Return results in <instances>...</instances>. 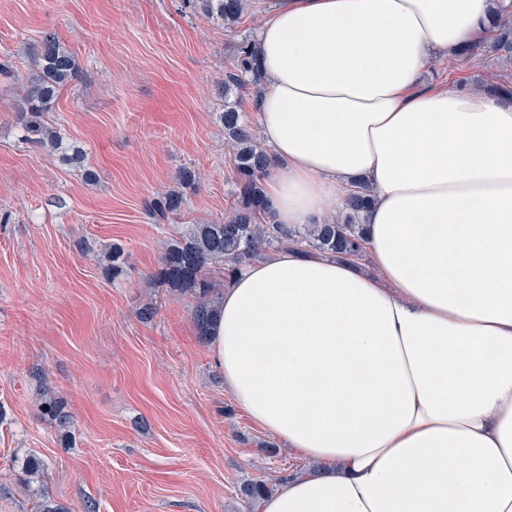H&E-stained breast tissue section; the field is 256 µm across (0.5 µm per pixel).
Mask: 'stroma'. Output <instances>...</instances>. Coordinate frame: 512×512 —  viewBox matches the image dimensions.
I'll return each instance as SVG.
<instances>
[{"label":"stroma","mask_w":512,"mask_h":512,"mask_svg":"<svg viewBox=\"0 0 512 512\" xmlns=\"http://www.w3.org/2000/svg\"><path fill=\"white\" fill-rule=\"evenodd\" d=\"M256 31L187 0H0V512H247L243 481L304 467L225 390L192 300L153 279L164 240L222 220L233 200L224 74ZM46 32L83 72L45 116L85 151L81 166L27 143L16 118ZM491 79L512 85V64L482 51L436 56L423 76L479 93ZM186 168L202 179L184 211L154 224L146 202ZM112 243L128 256L115 277L97 256ZM46 388L69 427L41 413Z\"/></svg>","instance_id":"stroma-1"}]
</instances>
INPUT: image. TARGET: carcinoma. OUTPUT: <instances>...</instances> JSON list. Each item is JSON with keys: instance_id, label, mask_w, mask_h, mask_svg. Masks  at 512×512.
<instances>
[{"instance_id": "obj_1", "label": "carcinoma", "mask_w": 512, "mask_h": 512, "mask_svg": "<svg viewBox=\"0 0 512 512\" xmlns=\"http://www.w3.org/2000/svg\"><path fill=\"white\" fill-rule=\"evenodd\" d=\"M201 15L220 20L230 30L242 23L249 14L250 0H190ZM491 52L497 58L512 61V12L493 24ZM39 75L24 89L16 103L20 124L26 140L37 146L58 151L64 148L57 127L44 122L52 111L61 91L80 76L74 56L52 34L42 36L37 52ZM258 43L244 37L238 45L232 70L224 78V142L231 148L235 175V202L218 224H188L178 236L164 244L159 267L154 278L178 295L196 300L193 315L198 336L208 341V328L219 304V296L206 277L210 268L224 270V281H231L249 262L265 254L267 249H296L338 256L359 257L363 244L359 235L362 214L370 198L369 189L358 184L347 194L336 215L323 224H275L271 220V205L265 191L271 160L269 154L253 138L242 98L229 100L232 93L261 94L262 83L256 68ZM185 207L184 194L177 190L164 191L146 206L148 216L156 224L169 223L181 215ZM107 270L121 273L127 262L123 248L112 245L106 253ZM42 413L61 427L70 424L68 403L58 397H48L40 403ZM273 491L266 481L254 478L244 481L239 494L252 509Z\"/></svg>"}]
</instances>
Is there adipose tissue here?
Wrapping results in <instances>:
<instances>
[{
  "label": "adipose tissue",
  "mask_w": 512,
  "mask_h": 512,
  "mask_svg": "<svg viewBox=\"0 0 512 512\" xmlns=\"http://www.w3.org/2000/svg\"><path fill=\"white\" fill-rule=\"evenodd\" d=\"M499 0H276L253 106L277 224L372 194L365 260L290 250L225 286L209 349L311 467L260 512H512V98L422 85Z\"/></svg>",
  "instance_id": "adipose-tissue-1"
}]
</instances>
